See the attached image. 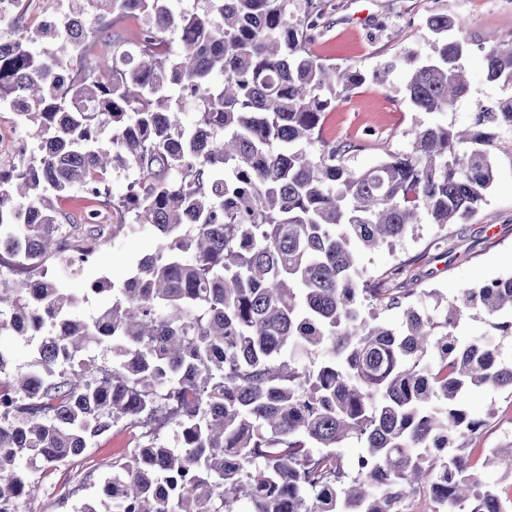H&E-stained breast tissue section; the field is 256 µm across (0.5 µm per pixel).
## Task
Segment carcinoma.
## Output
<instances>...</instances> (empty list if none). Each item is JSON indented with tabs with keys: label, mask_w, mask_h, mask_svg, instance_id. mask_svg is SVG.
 <instances>
[{
	"label": "carcinoma",
	"mask_w": 512,
	"mask_h": 512,
	"mask_svg": "<svg viewBox=\"0 0 512 512\" xmlns=\"http://www.w3.org/2000/svg\"><path fill=\"white\" fill-rule=\"evenodd\" d=\"M65 13L85 27L0 39V107L38 142L0 169V335L56 325L26 372L0 348L14 408L0 416V512H24L31 470L169 406L176 445L112 462L108 494L78 512H400L422 492L431 512H508L467 447L493 407L475 416L460 398L512 394L497 342L512 335V276L462 293L491 328L463 343L461 307L438 318L407 302L414 289L377 287L359 251L478 212L512 161V95L463 129L415 126L408 150L356 171V145L320 138L336 88L361 80L307 51L321 14L290 22L288 0H67ZM116 14L143 19L140 40L112 42L107 77L61 90L63 66ZM481 51L487 78L512 84V43ZM466 52L435 44L407 83L415 108L445 113L467 94ZM75 190L110 222L61 209ZM138 230L155 251L84 319L48 267L84 272L73 259ZM349 440L361 450L347 463ZM484 467L512 475V439Z\"/></svg>",
	"instance_id": "cac0c4a2"
}]
</instances>
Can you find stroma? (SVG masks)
Wrapping results in <instances>:
<instances>
[{
	"label": "stroma",
	"instance_id": "stroma-1",
	"mask_svg": "<svg viewBox=\"0 0 512 512\" xmlns=\"http://www.w3.org/2000/svg\"><path fill=\"white\" fill-rule=\"evenodd\" d=\"M321 34L308 44L312 54L325 62L350 66L362 76L354 89L337 92L336 104L324 126L327 140H360V150L347 158L350 168L367 169L388 153L409 147L408 130L431 122L409 100L406 83L410 72L426 61L436 40L427 19L431 14L451 16L463 27L471 50L465 59L470 89L453 109L439 119L469 124L475 113L512 94V86L485 77L479 44L488 35L512 40V0H328ZM432 224H420L395 242L363 253L360 267L376 277L393 272V282L415 291L413 300L430 309L436 295L455 299L460 289L512 274V170L501 169L486 201L465 226L450 225L447 240ZM149 244L146 237L130 236L97 253L94 272L67 279L79 298V311L91 318L111 304V293H94V276L124 283L134 262ZM466 406L483 413L488 405L496 412L470 442L474 448H493L512 438V396L491 389L469 393ZM121 431L101 437L79 460L53 470H34L33 498L29 512H73L75 506L98 487L114 460L130 456Z\"/></svg>",
	"mask_w": 512,
	"mask_h": 512
}]
</instances>
